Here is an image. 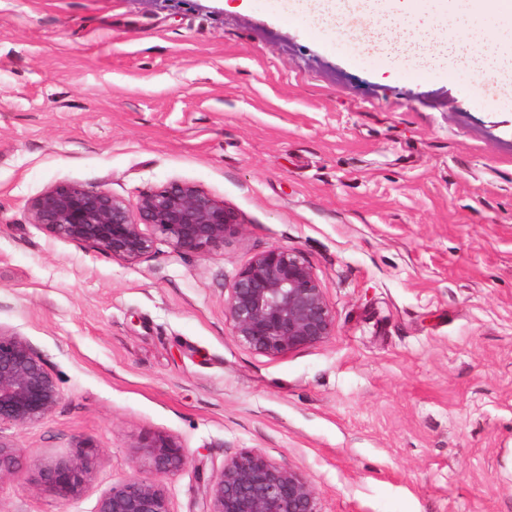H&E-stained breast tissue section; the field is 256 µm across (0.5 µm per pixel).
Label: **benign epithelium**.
<instances>
[{
	"label": "benign epithelium",
	"mask_w": 512,
	"mask_h": 512,
	"mask_svg": "<svg viewBox=\"0 0 512 512\" xmlns=\"http://www.w3.org/2000/svg\"><path fill=\"white\" fill-rule=\"evenodd\" d=\"M34 224L53 235L126 263L149 256L150 226L175 250L202 255L224 243L241 226L238 214L200 186L170 182L132 205L106 189L73 183L46 188L28 207ZM224 316L233 336L254 352L278 356L329 339L335 331L325 289L300 252L273 247L253 256L235 276L224 298ZM61 399L55 377L30 342L0 330V424L17 427L51 416ZM140 447L149 473L135 471L112 484L93 512H171L162 479L192 458L175 439L146 438ZM98 458L96 448L76 447L73 455L41 471V490L60 504L77 497ZM23 475L13 446L0 439V483ZM204 512H320L315 492L297 471L247 451L224 462L203 481Z\"/></svg>",
	"instance_id": "obj_1"
}]
</instances>
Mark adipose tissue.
<instances>
[{"label":"adipose tissue","instance_id":"ef3b65f1","mask_svg":"<svg viewBox=\"0 0 512 512\" xmlns=\"http://www.w3.org/2000/svg\"><path fill=\"white\" fill-rule=\"evenodd\" d=\"M275 10L292 24L317 34L340 35L352 44L354 34L344 28L350 13L369 17L367 33L378 60L393 73L414 76L441 71H464L471 84L487 79L512 83V48H498L485 42L480 31L471 29V18L512 20V0H468V10L456 12L451 0H273ZM432 12L429 27L414 21Z\"/></svg>","mask_w":512,"mask_h":512}]
</instances>
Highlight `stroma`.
I'll use <instances>...</instances> for the list:
<instances>
[{
	"mask_svg": "<svg viewBox=\"0 0 512 512\" xmlns=\"http://www.w3.org/2000/svg\"><path fill=\"white\" fill-rule=\"evenodd\" d=\"M392 76L265 0H0V330L29 340L61 400L0 425L23 463L0 512H93L144 437L245 451L302 474L320 512H512V93ZM238 213L203 255L156 238L125 263L32 223L56 183L137 203L171 181ZM299 251L335 333L278 356L224 316L237 272ZM98 448L79 496L36 485Z\"/></svg>",
	"mask_w": 512,
	"mask_h": 512,
	"instance_id": "obj_1",
	"label": "stroma"
}]
</instances>
